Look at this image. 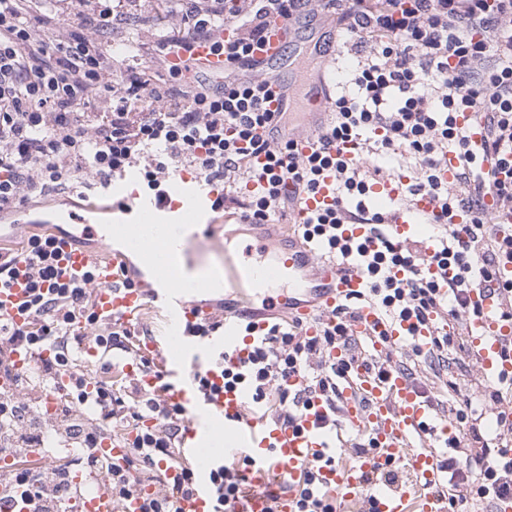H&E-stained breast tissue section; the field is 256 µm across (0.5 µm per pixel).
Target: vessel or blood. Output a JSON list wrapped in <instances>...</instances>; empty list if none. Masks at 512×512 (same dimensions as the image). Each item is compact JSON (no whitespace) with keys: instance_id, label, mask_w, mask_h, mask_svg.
<instances>
[{"instance_id":"1","label":"vessel or blood","mask_w":512,"mask_h":512,"mask_svg":"<svg viewBox=\"0 0 512 512\" xmlns=\"http://www.w3.org/2000/svg\"><path fill=\"white\" fill-rule=\"evenodd\" d=\"M292 27L277 23L263 41L256 44L252 58L264 67L269 79L265 107L271 112L291 109V91L279 71L287 64L286 52ZM302 97L308 106V120L319 124L324 115L328 86L324 76L300 75ZM174 198L168 202L157 197L138 198L126 221L108 224L99 239L127 242L141 257L167 251L187 226L206 223L220 212L224 199L222 186L204 182L200 176L181 173L172 186ZM336 201V179L327 175L319 191L306 202L307 210H321ZM60 264L69 273L80 275L94 270L98 288L96 310L111 321L133 323L146 302L162 305L167 319L165 336L145 342L146 352L159 357L169 377L163 398L166 404L181 405L187 418L179 438L185 459L191 460L196 473L195 490L180 501L181 512H213L216 491L209 475L239 450H248L257 463V479L277 477L279 482L298 479L300 468L314 466L320 485L340 504V512H442L439 499L431 489L441 480L433 449L411 450L412 436L420 433L432 418L428 403L421 399L415 383L398 372H389L378 380L360 366L344 385L338 415L345 428L371 433L375 451L354 459L337 456L336 441L322 427L325 412L314 403L301 419L285 426L259 416L245 417V395L228 389L217 361L228 353L239 352L267 328L272 311L287 312L301 327L303 335H318L328 314L359 297L366 287L364 276L341 272L335 261L319 260L314 249L302 243L297 232L286 229L275 239H259L247 244L242 255L226 254L220 281L204 277L184 282L173 266L151 269L134 288L113 287L114 263L97 262L86 250L62 241ZM231 288L240 296L265 293L263 308L231 303L224 311V328L218 335H200L199 327L208 322L212 311L201 303V296L218 288ZM24 298L22 282L0 290V313L22 322L17 306ZM479 314L465 324L471 351L486 379L512 377V362L504 360L501 348L512 342V319L500 316V301L493 288L480 287L472 294ZM355 338L364 340L369 352L383 354L384 339L398 342H423L432 325H411L397 320L385 321L380 310L361 305L352 325ZM198 372L209 381L207 389L191 383L189 372ZM334 464H327L329 455ZM409 458L412 475L407 482L375 492L373 501L364 498L368 475L381 470L387 461ZM84 485L93 494L84 500V512H141L142 496L121 504L95 474H87ZM295 492L280 493L277 500L254 494L238 504L235 512H296Z\"/></svg>"}]
</instances>
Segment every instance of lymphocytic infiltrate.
I'll return each mask as SVG.
<instances>
[{
	"label": "lymphocytic infiltrate",
	"instance_id": "lymphocytic-infiltrate-1",
	"mask_svg": "<svg viewBox=\"0 0 512 512\" xmlns=\"http://www.w3.org/2000/svg\"><path fill=\"white\" fill-rule=\"evenodd\" d=\"M43 0H0V216L50 194L74 180L105 195L113 176L129 166L142 169L147 187L161 191L174 171L187 167L224 188L228 224H277L303 215V241L318 240L342 259H355L369 286L363 301L388 319L415 318L435 331L426 345H412L417 358L444 359L468 351L459 328L476 317L469 295L493 281L495 268L512 257V242L498 228L512 224V0H183L169 7L160 36L164 55L139 67L111 64L100 36L110 30L112 11L77 14L79 32L52 38L45 30ZM318 15L336 41L348 45L357 63L345 75L355 92H331L329 117L313 132L314 147L302 153L288 138L268 139L277 113L264 107L266 83L251 59L269 24ZM225 38H217V31ZM211 42L224 56V78L212 81L189 52L194 42ZM186 52L183 67L165 56ZM105 109L86 112L90 98ZM471 122L459 125L458 116ZM480 129V147L470 143ZM461 166L454 182L440 169L449 152ZM404 160L401 171L371 163L376 153ZM336 174L333 206L304 213L307 198L326 171ZM404 175L398 197L409 209L416 196L437 206L425 216L437 225L432 243L400 244L389 232L394 212L372 209L371 188ZM492 204H485V197ZM469 208L472 222L457 229L451 219ZM363 224L368 237L345 239V225ZM458 272L448 281L428 276L426 266ZM25 277L28 295L19 307L23 323L0 316V373H12L13 353L49 350L39 374L50 381L70 376L67 429L83 449L85 469L105 474L115 501L154 486L143 512H180V498L193 488L190 463L177 446L183 409L165 404L163 385L142 387L137 378L116 374L114 351H132L131 332L96 311L94 271L76 278L58 262L57 237L32 234L21 250L0 251V287ZM355 307L333 312L321 334L301 336L290 323L273 324L245 355L224 359V384L247 393V408L288 424L322 400L326 427L336 425L340 390L355 365L378 377L403 369V362L368 357L352 346L349 321ZM456 333H448V324ZM100 363L94 375L79 368L82 347ZM341 358H330L332 348ZM468 372L479 396L455 410L458 432L439 462L444 482L437 497L448 512H465L474 502L512 499V378L487 383L478 363ZM296 384H289V377ZM24 385L0 390V419L10 430L0 444V495L29 512H68L57 470L43 465L44 450L26 424ZM495 417L488 435L484 413ZM154 426H145V419ZM132 433V455L115 463L101 447L113 424ZM182 470L183 482L153 477L158 461ZM255 460L246 455L231 469L210 476L220 512L253 490Z\"/></svg>",
	"mask_w": 512,
	"mask_h": 512
}]
</instances>
